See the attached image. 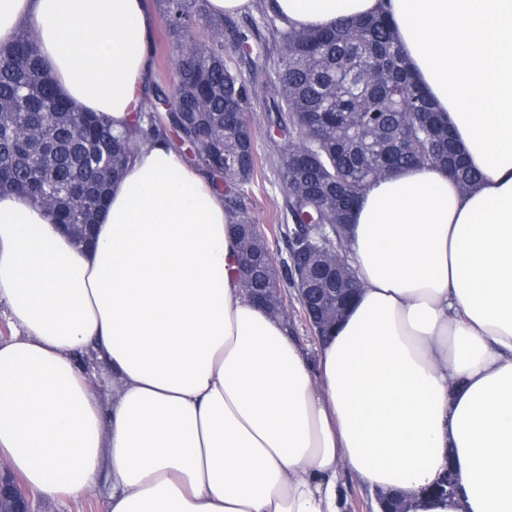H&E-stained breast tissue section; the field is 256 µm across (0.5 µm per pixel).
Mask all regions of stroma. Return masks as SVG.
Returning <instances> with one entry per match:
<instances>
[{"label":"stroma","instance_id":"stroma-1","mask_svg":"<svg viewBox=\"0 0 512 512\" xmlns=\"http://www.w3.org/2000/svg\"><path fill=\"white\" fill-rule=\"evenodd\" d=\"M264 0H251L250 9L240 15L224 19V41L232 43L234 35L248 33L252 50L250 53H235L230 57L232 67L250 79L255 96L250 114L255 149L262 161L258 178L245 200L243 216L257 224L269 226V247L278 254L285 253L289 228L293 221L288 210V195L283 188L280 169L286 147L285 139L273 124V113L267 104L272 95V71L262 68V61L276 60L279 45L267 30H254L252 24L260 15ZM150 85L171 87L176 80L177 64L170 53L163 23H156L151 36Z\"/></svg>","mask_w":512,"mask_h":512}]
</instances>
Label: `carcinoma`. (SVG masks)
<instances>
[{"instance_id":"cac0c4a2","label":"carcinoma","mask_w":512,"mask_h":512,"mask_svg":"<svg viewBox=\"0 0 512 512\" xmlns=\"http://www.w3.org/2000/svg\"><path fill=\"white\" fill-rule=\"evenodd\" d=\"M266 0L264 28L280 54L273 63L276 125L288 141L282 182L293 223L288 258L260 241L270 262L241 283L248 288H297L310 254L308 216L348 224L353 207L372 181L416 164L448 167L460 188L478 174L460 157L448 126L427 92L414 80L396 41L392 19L377 15L341 21L331 28L299 30ZM178 65L169 90L154 86L136 117L144 138L176 132L189 159L225 192V209L243 233L241 196L257 176L251 131L252 85L228 62V50L249 47L240 33L224 45V22L207 13L205 0H159ZM211 31L202 40L196 28ZM0 190L17 191L48 205L59 224H94L111 183L122 173L131 138L112 134L92 112L73 106L56 90L30 31L0 47ZM347 233L336 237V266L315 271V280L336 282V269L353 277Z\"/></svg>"}]
</instances>
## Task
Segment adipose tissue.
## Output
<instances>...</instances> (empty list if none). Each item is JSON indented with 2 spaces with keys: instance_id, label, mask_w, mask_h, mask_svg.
I'll return each instance as SVG.
<instances>
[{
  "instance_id": "1",
  "label": "adipose tissue",
  "mask_w": 512,
  "mask_h": 512,
  "mask_svg": "<svg viewBox=\"0 0 512 512\" xmlns=\"http://www.w3.org/2000/svg\"><path fill=\"white\" fill-rule=\"evenodd\" d=\"M273 7L298 29L390 15L481 181L425 164L365 188L362 288L314 364L247 298L222 194L164 138L135 145L90 247L0 192V463L51 499L109 476L105 512H341L345 468L407 512H512V0ZM155 22L146 0H0V46L33 30L58 92L123 131ZM448 468L456 495L428 494Z\"/></svg>"
}]
</instances>
